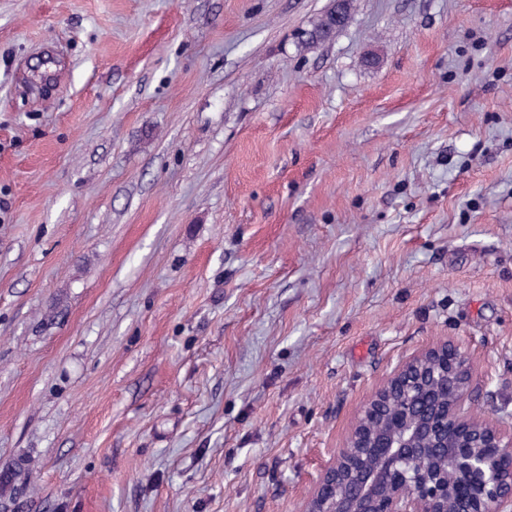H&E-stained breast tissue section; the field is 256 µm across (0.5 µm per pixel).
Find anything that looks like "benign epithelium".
<instances>
[{
    "mask_svg": "<svg viewBox=\"0 0 512 512\" xmlns=\"http://www.w3.org/2000/svg\"><path fill=\"white\" fill-rule=\"evenodd\" d=\"M463 343L401 362L298 512H512V426L474 408Z\"/></svg>",
    "mask_w": 512,
    "mask_h": 512,
    "instance_id": "7a95c632",
    "label": "benign epithelium"
}]
</instances>
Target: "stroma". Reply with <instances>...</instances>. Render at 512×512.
I'll use <instances>...</instances> for the list:
<instances>
[{"label":"stroma","instance_id":"obj_1","mask_svg":"<svg viewBox=\"0 0 512 512\" xmlns=\"http://www.w3.org/2000/svg\"><path fill=\"white\" fill-rule=\"evenodd\" d=\"M0 0V512H297L406 358L512 422V0Z\"/></svg>","mask_w":512,"mask_h":512}]
</instances>
